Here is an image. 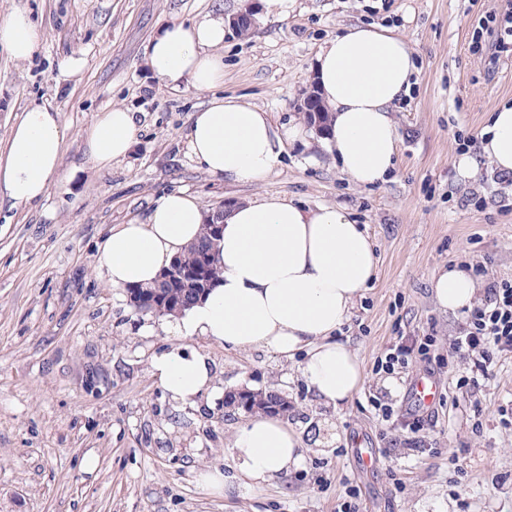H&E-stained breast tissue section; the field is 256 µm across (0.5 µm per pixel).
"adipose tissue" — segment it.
<instances>
[{
    "mask_svg": "<svg viewBox=\"0 0 512 512\" xmlns=\"http://www.w3.org/2000/svg\"><path fill=\"white\" fill-rule=\"evenodd\" d=\"M229 32L220 15L171 20L151 39L146 64L160 85L211 91L224 80V59L216 49ZM45 37L42 25L25 12L0 22V46L15 60L29 59ZM414 68L407 40L376 25L346 28L316 56V87L329 114L327 143L358 185L378 184L396 165L399 132L392 111L408 91ZM136 130L126 108L99 113L83 134L86 157L98 168H111L128 155ZM65 136L58 110L35 106L23 113L0 160V203L18 207L47 196L61 172ZM188 140L206 171L245 183L267 177L284 151L267 113L232 98L194 112ZM485 163L512 175V102L497 107L479 152L462 155L458 166L472 175ZM207 219L195 196L176 191L156 202L146 222L112 227L97 248L108 285L122 290L154 284L200 238ZM213 259L221 274L210 290L166 318L180 338L152 359L166 393L192 402L212 386L210 359L184 344L194 336L286 358L303 353L300 375L329 405H341L360 390L361 364L336 334L373 280L376 259L366 228L345 209L307 210L277 196L231 203ZM431 287L440 307L452 312L472 307L480 295L461 269L437 273ZM230 455L242 476L257 485L277 480L303 460L296 432L262 414L238 427Z\"/></svg>",
    "mask_w": 512,
    "mask_h": 512,
    "instance_id": "obj_1",
    "label": "adipose tissue"
}]
</instances>
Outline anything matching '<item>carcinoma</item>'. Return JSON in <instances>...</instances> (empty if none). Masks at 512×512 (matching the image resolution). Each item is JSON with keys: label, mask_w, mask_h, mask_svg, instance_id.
Masks as SVG:
<instances>
[{"label": "carcinoma", "mask_w": 512, "mask_h": 512, "mask_svg": "<svg viewBox=\"0 0 512 512\" xmlns=\"http://www.w3.org/2000/svg\"><path fill=\"white\" fill-rule=\"evenodd\" d=\"M218 222L217 217L209 220L203 236L174 260L172 266L178 267L181 275L172 278V283L166 288L158 282L150 288L127 289L130 304L141 313H154L157 311V295L161 294L162 301L166 302L165 309L176 312L189 307L206 293L219 277V269L210 260L216 241L213 225ZM276 408L282 414H288V403L275 393L257 391L248 398L251 413H270Z\"/></svg>", "instance_id": "cac0c4a2"}]
</instances>
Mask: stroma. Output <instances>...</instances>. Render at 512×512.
<instances>
[{
	"mask_svg": "<svg viewBox=\"0 0 512 512\" xmlns=\"http://www.w3.org/2000/svg\"><path fill=\"white\" fill-rule=\"evenodd\" d=\"M490 5L294 0L287 16L269 17L261 0H0V21L22 9L47 32L29 61L0 49V152L31 106L59 109L67 128L63 168L48 195L0 207V512H336L345 477L360 492V512H512V425L498 414L512 404V357L470 404L456 387L450 347L464 314L441 309L431 288L440 270L479 261L512 280V177L487 164L471 177L456 165L461 139L479 135L497 105L512 100V59L489 80L468 49L474 20ZM246 6L251 32L225 39L216 93L154 81L146 51L162 25ZM359 24L403 36L416 58L393 112L396 168L371 187L341 172L299 110L315 84L320 47ZM70 57L82 68L59 78ZM217 94L264 109L280 131L301 125L264 180L213 177L193 158L191 117ZM115 106L134 112L135 142L127 158L100 169L84 155L83 133ZM179 190L209 211L269 196L310 209L339 206L366 227L376 277L339 333L365 377L351 400L318 402L297 360L205 337L189 345L210 358L213 390L185 404L159 386L152 359L177 338L163 317L137 312L126 292L107 286L96 252L112 226L144 220L161 196ZM400 333L435 336L442 360L396 370L391 392L373 364ZM428 371L441 400L418 453L405 449L407 431L382 421L368 397L403 409L410 380ZM238 388L273 391L290 405L286 422L301 438L304 461L275 484H244L230 458L246 418L226 403ZM360 433L377 451L366 471L352 452ZM452 454L458 466L449 465ZM213 468L224 474L220 495L199 482Z\"/></svg>",
	"mask_w": 512,
	"mask_h": 512,
	"instance_id": "35a3bbf8",
	"label": "stroma"
}]
</instances>
